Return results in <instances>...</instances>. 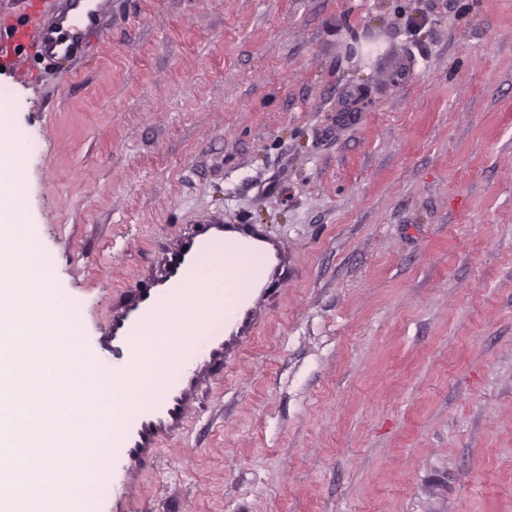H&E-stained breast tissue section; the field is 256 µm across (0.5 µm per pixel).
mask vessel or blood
Returning <instances> with one entry per match:
<instances>
[{
  "label": "vessel or blood",
  "instance_id": "obj_1",
  "mask_svg": "<svg viewBox=\"0 0 512 512\" xmlns=\"http://www.w3.org/2000/svg\"><path fill=\"white\" fill-rule=\"evenodd\" d=\"M39 6L40 0H28L33 20L16 29L15 38L51 57L80 54L85 33L98 26L102 16L97 0H67L63 10L45 18ZM287 267V251L259 226L228 224L223 213L214 212L169 239L155 268L119 293L100 338L101 349L112 359L117 385L112 452L98 478L102 488L117 480L128 493H139V478L158 461L164 442L183 435L203 391L250 341L260 304ZM188 295L196 305L176 343L187 346L190 356L184 360L176 355L166 362L156 395L140 402L135 386L157 361L141 338L160 309ZM217 310L222 318L212 319ZM97 370L92 356L63 377L64 398L84 410L78 437L87 442L96 436L97 406L86 386Z\"/></svg>",
  "mask_w": 512,
  "mask_h": 512
}]
</instances>
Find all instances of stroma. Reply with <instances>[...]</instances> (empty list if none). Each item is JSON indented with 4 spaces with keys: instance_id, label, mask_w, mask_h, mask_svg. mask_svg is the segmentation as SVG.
<instances>
[{
    "instance_id": "1",
    "label": "stroma",
    "mask_w": 512,
    "mask_h": 512,
    "mask_svg": "<svg viewBox=\"0 0 512 512\" xmlns=\"http://www.w3.org/2000/svg\"><path fill=\"white\" fill-rule=\"evenodd\" d=\"M9 207L78 315L206 213L288 251L251 341L88 512H512V0H0ZM99 2L67 0L63 10L42 20L40 0H28L33 20L30 25L16 29V41L31 42L47 56L76 57L83 50L85 33L97 27L101 21L102 7Z\"/></svg>"
}]
</instances>
